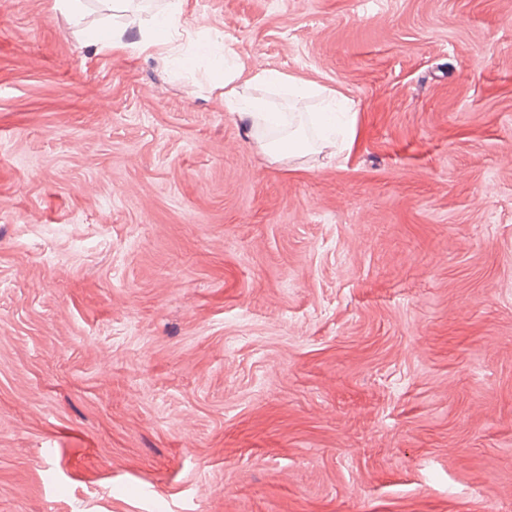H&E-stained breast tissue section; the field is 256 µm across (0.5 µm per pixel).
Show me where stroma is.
Masks as SVG:
<instances>
[{"label": "stroma", "mask_w": 512, "mask_h": 512, "mask_svg": "<svg viewBox=\"0 0 512 512\" xmlns=\"http://www.w3.org/2000/svg\"><path fill=\"white\" fill-rule=\"evenodd\" d=\"M167 2L0 0V512H512V0H184L353 101L281 160ZM182 7V0H172L167 11L156 16L152 24L143 30L138 43L143 51L156 49L162 54L161 59L169 64H173L175 59H186L180 42L182 34L178 29Z\"/></svg>", "instance_id": "35a3bbf8"}]
</instances>
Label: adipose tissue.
<instances>
[{"mask_svg":"<svg viewBox=\"0 0 512 512\" xmlns=\"http://www.w3.org/2000/svg\"><path fill=\"white\" fill-rule=\"evenodd\" d=\"M183 0H170L166 12L156 16L152 24L143 30L139 46L141 49L158 50L166 63L182 58L181 33L178 23L182 12ZM213 83L224 90V106L237 112L247 119H261L277 122L281 113L275 112L266 100L255 96L256 88H275L286 91L289 99L294 101L306 98H317L321 108L315 115V122L321 130L317 144H309L307 140L296 135H289L287 141L277 146L278 152L284 154H300L310 147L331 153L339 152L343 143V126L353 123L355 110L347 98L337 97L335 90L321 87L301 79L285 75L271 69L249 70L234 55L225 56L213 73ZM344 117V124H337V117Z\"/></svg>","mask_w":512,"mask_h":512,"instance_id":"ef3b65f1","label":"adipose tissue"}]
</instances>
